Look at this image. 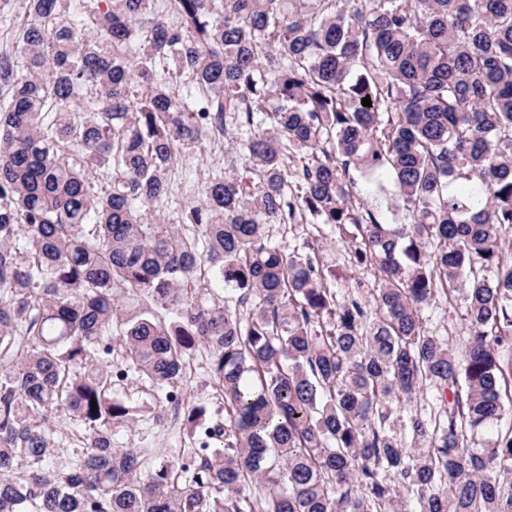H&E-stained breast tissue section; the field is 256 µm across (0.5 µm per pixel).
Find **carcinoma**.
Instances as JSON below:
<instances>
[{"instance_id":"obj_1","label":"carcinoma","mask_w":512,"mask_h":512,"mask_svg":"<svg viewBox=\"0 0 512 512\" xmlns=\"http://www.w3.org/2000/svg\"><path fill=\"white\" fill-rule=\"evenodd\" d=\"M314 2L26 0L0 50V512H512V0ZM217 126L231 172L153 217ZM301 222V249L266 234ZM328 235L375 287H336ZM441 298L460 362L423 325ZM200 353L224 419L187 402L177 459L116 447L165 436L117 382L163 401ZM125 393L128 396L132 395L135 399L141 400L149 408L155 407L157 403L149 384L142 380L137 374L129 373L127 379L119 383L117 396L124 397Z\"/></svg>"}]
</instances>
